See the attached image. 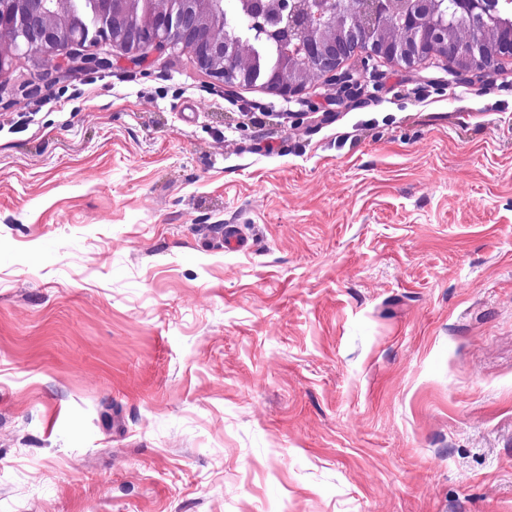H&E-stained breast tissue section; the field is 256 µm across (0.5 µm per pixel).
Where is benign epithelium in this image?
<instances>
[{
	"label": "benign epithelium",
	"mask_w": 512,
	"mask_h": 512,
	"mask_svg": "<svg viewBox=\"0 0 512 512\" xmlns=\"http://www.w3.org/2000/svg\"><path fill=\"white\" fill-rule=\"evenodd\" d=\"M142 4L139 16L131 0H68L67 13L54 20L45 0H0V14L13 18L11 26L0 28V41L25 43L33 66L53 78L112 67L106 58L74 51L81 45L74 36L77 28L89 42L101 33L108 34L112 46L133 63L152 50L178 44L190 54L195 67L215 83L224 87L258 83L268 93L288 99L303 95L311 78L337 86L341 99L350 97L355 82L342 68L360 50L364 51L366 69L385 61L413 73L428 60L443 59L452 78L470 83L490 79L499 72L502 61L495 49L485 50L478 43L464 47L462 41L425 26L408 40L372 30L354 41L327 37L329 26L322 24L321 0H315L307 19L304 55L284 45L275 63L263 67L254 60L242 62L237 49L225 52L224 40L204 17L207 0L201 6H190L183 0H165L162 7L158 0H142Z\"/></svg>",
	"instance_id": "1"
}]
</instances>
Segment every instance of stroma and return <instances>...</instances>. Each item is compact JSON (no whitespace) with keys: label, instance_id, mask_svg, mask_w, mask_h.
Returning a JSON list of instances; mask_svg holds the SVG:
<instances>
[{"label":"stroma","instance_id":"stroma-1","mask_svg":"<svg viewBox=\"0 0 512 512\" xmlns=\"http://www.w3.org/2000/svg\"><path fill=\"white\" fill-rule=\"evenodd\" d=\"M85 50L0 74V512H512V59Z\"/></svg>","mask_w":512,"mask_h":512}]
</instances>
